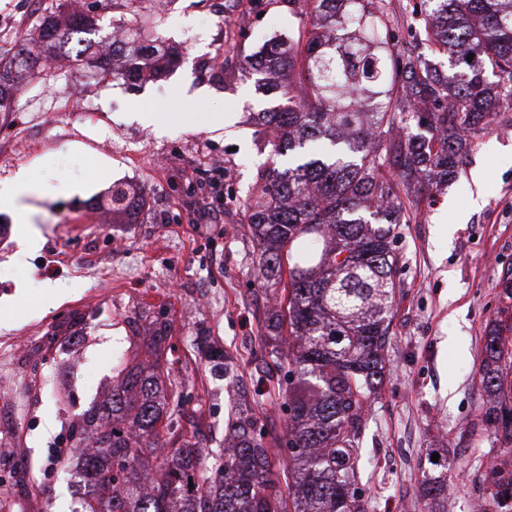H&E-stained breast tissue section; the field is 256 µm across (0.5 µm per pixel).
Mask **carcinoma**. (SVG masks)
I'll list each match as a JSON object with an SVG mask.
<instances>
[{"label": "carcinoma", "instance_id": "carcinoma-1", "mask_svg": "<svg viewBox=\"0 0 512 512\" xmlns=\"http://www.w3.org/2000/svg\"><path fill=\"white\" fill-rule=\"evenodd\" d=\"M288 4L297 30L262 44V68L239 64L281 100L258 113L263 151L272 161L293 155L284 169H264L244 201L259 270L282 282L281 321L290 327L288 352L276 351L289 385L286 487L270 493L271 453L247 416L231 424L221 454L177 448L182 465L150 466L142 445L157 444L159 424L177 407L162 393L160 363L123 362L111 402L85 420L94 452L81 477L93 493L81 512H365L355 463L370 395L386 375L395 229L411 220L405 198L456 174L472 138L512 111V0H415L407 48L388 24V0ZM96 22L87 13L62 26L50 14L38 36L49 53L81 58ZM142 38L129 31L125 66L112 78L148 80L170 68L165 54L144 57ZM17 80L0 71V108ZM315 139L329 149L308 154ZM111 201L114 212L137 207L123 188H112ZM484 355L481 383L502 396L485 422L508 436L512 400L500 364L512 344L494 332ZM214 466L223 477L213 483ZM492 475L511 507L512 467Z\"/></svg>", "mask_w": 512, "mask_h": 512}]
</instances>
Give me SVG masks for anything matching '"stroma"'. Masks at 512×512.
Returning <instances> with one entry per match:
<instances>
[{
  "label": "stroma",
  "mask_w": 512,
  "mask_h": 512,
  "mask_svg": "<svg viewBox=\"0 0 512 512\" xmlns=\"http://www.w3.org/2000/svg\"><path fill=\"white\" fill-rule=\"evenodd\" d=\"M68 0H0V66L20 52L43 61L35 33ZM94 46L135 15L146 41L178 55L163 77L128 86L89 77L82 62L55 57L28 70L0 111V182L28 170L27 248L15 211L0 208V512H78L91 488L76 474L89 440L83 419L108 401L118 362L160 361L164 391L180 406L161 432L165 462L176 449L219 451L227 424L247 409L276 466L289 459L282 439L287 384L272 348L277 290L257 270L246 220V191L263 171L256 113L279 103L240 78L241 59L259 60L270 17L299 26L286 0H240L233 31L210 0H90ZM223 121H216V114ZM121 129L122 149L104 137ZM29 135V152L9 146ZM224 159L207 190L195 183L205 157ZM482 171L476 197L470 175ZM145 199L134 214L113 213V184ZM417 208L399 225L396 299L386 351L389 375L371 398L359 441L357 485L366 512H431L423 493L430 454L447 465L445 512H499L493 462L512 460V440L485 426L491 402L479 371L485 338L497 325L512 338V112L473 140L454 180L417 189ZM166 326L168 339L151 338ZM226 350L230 368L211 362Z\"/></svg>",
  "instance_id": "35a3bbf8"
}]
</instances>
